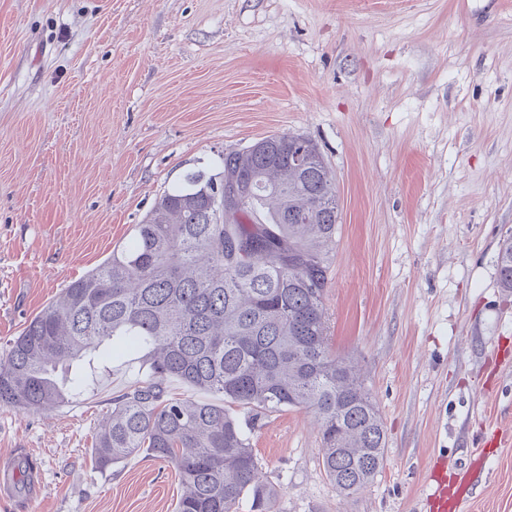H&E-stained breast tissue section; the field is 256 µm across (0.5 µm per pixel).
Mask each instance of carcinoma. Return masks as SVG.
Instances as JSON below:
<instances>
[{
    "label": "carcinoma",
    "instance_id": "obj_1",
    "mask_svg": "<svg viewBox=\"0 0 512 512\" xmlns=\"http://www.w3.org/2000/svg\"><path fill=\"white\" fill-rule=\"evenodd\" d=\"M190 173L135 225L127 247L71 282L0 356V407L47 412L96 394L95 366L140 356L147 377L112 400L93 463L144 452L178 473L175 512H273L248 430L262 414L313 413L323 471L341 496L370 485L387 448L383 419L354 363L333 353L323 303L340 209L311 140L263 138ZM261 177L272 195L232 219L216 203L224 174ZM299 217L284 221L285 215ZM512 292V237L497 257ZM178 381L202 398L170 399Z\"/></svg>",
    "mask_w": 512,
    "mask_h": 512
}]
</instances>
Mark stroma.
I'll list each match as a JSON object with an SVG mask.
<instances>
[{"label":"stroma","mask_w":512,"mask_h":512,"mask_svg":"<svg viewBox=\"0 0 512 512\" xmlns=\"http://www.w3.org/2000/svg\"><path fill=\"white\" fill-rule=\"evenodd\" d=\"M309 138L341 224L324 295L387 428L374 481L343 497L311 414L252 437L274 512H426L448 458L463 512H512V0H0V354L188 172L272 134ZM0 408V467L34 464L0 512H175L178 476L91 451L112 399ZM503 241L497 257V279L500 288L512 292V237Z\"/></svg>","instance_id":"35a3bbf8"}]
</instances>
